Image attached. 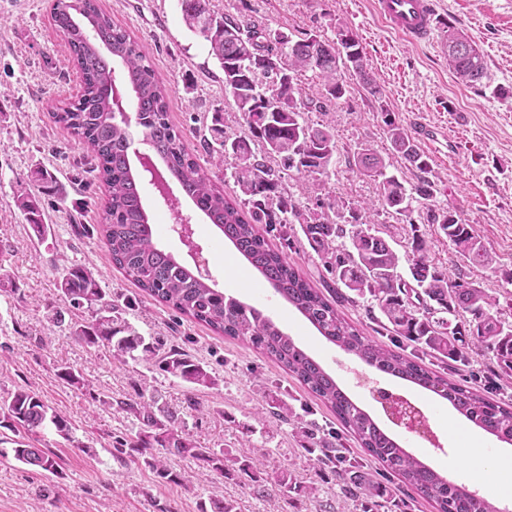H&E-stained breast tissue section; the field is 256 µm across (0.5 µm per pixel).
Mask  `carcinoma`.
<instances>
[{"instance_id": "obj_1", "label": "carcinoma", "mask_w": 512, "mask_h": 512, "mask_svg": "<svg viewBox=\"0 0 512 512\" xmlns=\"http://www.w3.org/2000/svg\"><path fill=\"white\" fill-rule=\"evenodd\" d=\"M185 27L207 42L208 54L224 72V92L244 116L246 128L230 135L224 130V113L213 112L209 136L202 147L214 166L235 160L231 177L243 198L232 203L224 196L197 156L184 143L181 131L168 112V89L156 76L143 45L112 24L95 0H54L53 19L66 37L71 60L82 77L80 94L56 108L52 116L78 137L93 154L98 178L106 187L100 232L112 265L156 301L173 307L210 327L265 353L299 381L315 398L330 405L336 418L366 454L416 494L434 503L436 512H498L485 497L452 482L407 452L381 430L368 413L357 407L331 375L257 308L212 287L210 278L178 262L158 245L140 191L141 176L130 163L129 120L114 111L112 92L117 81L129 89L135 123L143 142L164 163L170 177L262 276L265 285L294 307L329 342L359 361L388 375L407 380L448 400L469 421L500 441L512 443V402L494 399L476 387L448 380L424 363L465 362V343L492 353L495 376L512 383V322L490 314L496 298L461 275L453 276L430 259V245L419 234L412 202L433 197L428 155L416 144L391 112L384 124L392 149L421 176L406 188L386 173L377 154L364 150L354 156L357 173L378 182L383 205L404 217L412 232V256L408 271L402 270L397 241L376 227L360 204L333 200L328 211L302 208L282 187V174L294 171L304 178L327 176L336 163V138L332 127L314 124L309 112H328L349 93L346 73L362 89L381 98V88L367 68L364 48L349 27H339L336 38L324 40L306 33L297 40H280L276 31L230 13L219 14L211 0H179ZM122 64L116 75L114 62ZM448 62L456 78L476 85L488 78L483 54L464 34L448 27ZM312 71L322 81L324 93L304 98L295 86L296 75ZM33 190L18 196L23 212L38 240H46L41 195L63 194L46 170L31 172ZM429 224L439 229L456 251L474 266L489 267L494 257L469 224L450 211L430 208ZM286 237L297 230L331 275L336 298L330 300L313 287L296 263L274 250L257 228ZM299 228H294V225ZM60 290L69 305L91 311L88 318L65 321L61 312L49 317L51 324L88 349L106 348L113 358L152 363L159 370L191 386L209 387L215 379L208 366L188 352L171 348L160 352L127 320L125 307L106 299L92 273L82 265L66 268ZM373 302L382 316L380 327L411 345L419 354H404L365 336L338 309L346 301ZM115 411L134 416L141 423L129 443L144 455V464L161 483L178 485L181 473L169 465L178 456L223 477L246 476L256 480L258 460L251 454V440L244 438L239 455L224 456L222 448L198 445L184 420L144 393L116 402ZM308 449L320 451L318 462L336 475L346 495L377 505L394 499L392 484L370 470L347 460L331 448L326 435L302 425ZM38 436L48 428L67 439V420L35 392L21 389L0 405V428ZM16 461L56 470V462L31 442L14 441ZM275 484L287 493L310 497L313 487L301 485L291 474L281 473Z\"/></svg>"}]
</instances>
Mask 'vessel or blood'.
I'll list each match as a JSON object with an SVG mask.
<instances>
[{
	"instance_id": "obj_1",
	"label": "vessel or blood",
	"mask_w": 512,
	"mask_h": 512,
	"mask_svg": "<svg viewBox=\"0 0 512 512\" xmlns=\"http://www.w3.org/2000/svg\"><path fill=\"white\" fill-rule=\"evenodd\" d=\"M381 19L413 43L433 41L437 32L435 0H375Z\"/></svg>"
}]
</instances>
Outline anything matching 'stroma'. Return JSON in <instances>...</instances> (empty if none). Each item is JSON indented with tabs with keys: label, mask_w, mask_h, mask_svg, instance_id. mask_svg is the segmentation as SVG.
Wrapping results in <instances>:
<instances>
[{
	"label": "stroma",
	"mask_w": 512,
	"mask_h": 512,
	"mask_svg": "<svg viewBox=\"0 0 512 512\" xmlns=\"http://www.w3.org/2000/svg\"><path fill=\"white\" fill-rule=\"evenodd\" d=\"M247 2L248 18L295 39L304 32L331 39L338 26L351 27L383 91L376 100L354 84L330 112L310 113L312 122L333 127L336 165L329 176L306 185L296 173L285 174L289 192L311 208L333 198L373 205L380 211L381 229L408 245L411 234L401 217L381 210L378 183L348 165L349 158L367 149L380 154L403 185L415 182V170L390 146L383 114L393 113L431 159L434 205L471 224L495 262L487 268L469 266L437 225L424 224L420 231L431 258L495 295L499 304L494 315L512 321V0H437L439 25L465 34L484 56L489 80L476 87L456 80L438 44L416 45L389 31L374 13V0ZM52 3L0 0V402L15 390H32L68 420L71 437L65 440L49 430L41 439V448L59 463L53 474L17 464L12 432L0 431V512H159L165 505L177 512H199L214 497L235 501L237 512H363L360 502L342 496L335 477L319 469L315 456L305 453L299 431L271 412L273 400L280 399L304 419L340 432L328 406L266 354L160 304L112 265L95 229L105 188L90 172L91 153L52 117L53 108L74 99L80 89L66 40L51 20ZM97 5L145 47L169 88L170 120L197 152L199 163L208 161L200 142L214 109H223L228 133L244 131L242 114L224 93L218 63L208 56L205 41L185 28L178 0H97ZM38 165L65 189L64 195L41 199L51 226L43 242L15 205L17 194L28 187L30 170ZM141 190L165 251L188 264L194 258L187 245L195 243L200 250L196 259L218 288L262 309L381 429L443 476H455L457 483L491 497L489 482L477 479L472 465L450 470L446 464L469 438H477L492 454L500 441L433 392L381 374L320 336L262 284L234 246L183 198L177 184L161 190L145 177ZM268 240L315 287H324L328 275L301 237L287 244L273 233ZM73 264L85 265L110 298L133 300L127 313L133 326L143 336L204 362L214 385L194 387L143 362L119 363L104 348L88 352L52 327L46 314L63 308L60 275ZM64 366L81 371L83 386L58 378ZM257 376L264 379L265 390L255 387ZM379 388L416 406L427 416L428 430L419 433L393 423L372 395ZM138 389L177 411L190 434L206 446L238 450L241 424L252 425L253 451L261 461L262 478L272 486L270 493L255 496L248 478H223L177 457L170 465L184 475L183 485H158L142 457L123 445L138 431V421L112 408L115 400ZM190 397L203 406V413L188 411ZM284 472L314 486L315 495L296 501L274 487V479Z\"/></svg>",
	"instance_id": "obj_1"
}]
</instances>
